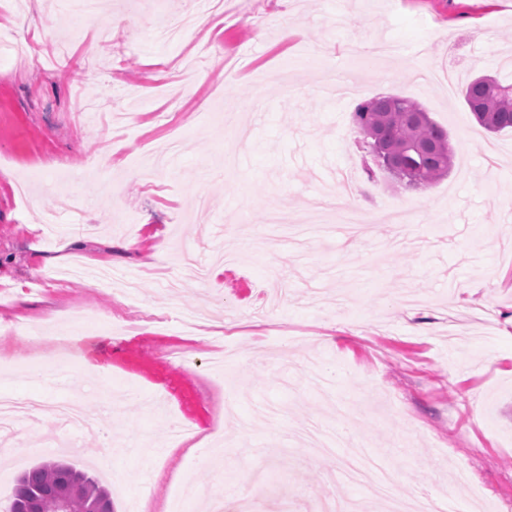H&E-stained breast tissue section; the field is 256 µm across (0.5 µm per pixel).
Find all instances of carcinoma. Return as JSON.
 I'll use <instances>...</instances> for the list:
<instances>
[{"label":"carcinoma","mask_w":512,"mask_h":512,"mask_svg":"<svg viewBox=\"0 0 512 512\" xmlns=\"http://www.w3.org/2000/svg\"><path fill=\"white\" fill-rule=\"evenodd\" d=\"M462 96L487 132L512 129V84L482 75L464 87ZM353 121L360 134L374 132L386 145L401 147L400 163L419 179L421 188L450 173L454 152L448 131L417 101L398 94L377 96L358 105ZM60 490L70 496L72 512H112L105 487L76 465L60 461H43L24 471L8 512H58Z\"/></svg>","instance_id":"cac0c4a2"}]
</instances>
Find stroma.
<instances>
[{
    "instance_id": "1",
    "label": "stroma",
    "mask_w": 512,
    "mask_h": 512,
    "mask_svg": "<svg viewBox=\"0 0 512 512\" xmlns=\"http://www.w3.org/2000/svg\"><path fill=\"white\" fill-rule=\"evenodd\" d=\"M123 0L101 5L111 43L78 29L65 0H0V392L46 394L104 420L72 431L68 459L112 493L113 512H159L174 472L223 490V512H316V499L385 512L362 483H328L357 441L393 471L394 495L445 512H512V130L485 131L462 97L487 74L512 82V0ZM200 26L157 40L155 14ZM304 28L297 37L295 28ZM324 56L357 95L334 100L308 65ZM416 99L447 129L454 166L420 192L367 171L353 123L378 95ZM179 140L170 168L139 156ZM348 173L363 213L415 205L299 243L268 223L304 218ZM81 194L47 237L55 194ZM73 245L65 260L56 249ZM235 256L204 284L172 291L184 254ZM107 266L109 288L65 277ZM111 316L84 341L69 390L32 381L53 357L25 331L58 335L72 307ZM348 433L333 453L300 446L297 423ZM212 438L204 457L168 449L166 429ZM58 422L17 428L0 487L45 459Z\"/></svg>"
}]
</instances>
